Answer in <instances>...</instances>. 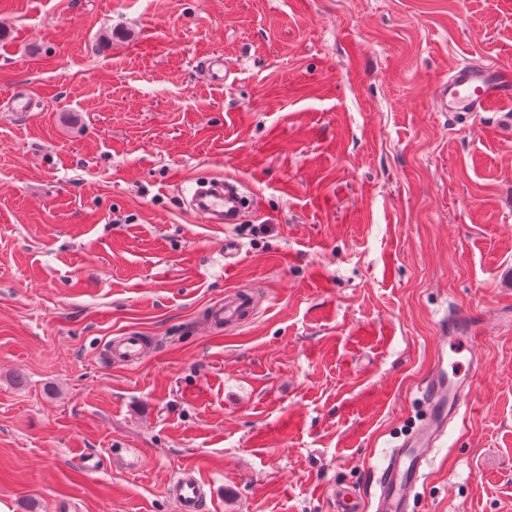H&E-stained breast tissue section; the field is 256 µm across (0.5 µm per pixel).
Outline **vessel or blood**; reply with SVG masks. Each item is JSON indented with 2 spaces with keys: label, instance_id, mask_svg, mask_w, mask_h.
<instances>
[{
  "label": "vessel or blood",
  "instance_id": "vessel-or-blood-1",
  "mask_svg": "<svg viewBox=\"0 0 512 512\" xmlns=\"http://www.w3.org/2000/svg\"><path fill=\"white\" fill-rule=\"evenodd\" d=\"M504 101H512V63L508 61L460 60L436 89V106L441 112H488ZM224 189L223 196L195 200V212L204 222L235 224L240 220L245 208L243 195L232 182L225 183ZM258 305L253 291L235 289L226 293L223 303L214 306L209 316L218 324L241 325L252 318ZM440 328L436 353L420 388L423 415L386 453L376 471V491L370 500H362L352 491H337L336 512H413L412 503L431 455L459 419L473 389L476 360L467 354L473 339L470 319L453 314L442 320ZM144 346V337L133 332L114 342L110 354L134 362L141 359ZM168 494L179 512H202L205 483L196 470L185 469L169 484Z\"/></svg>",
  "mask_w": 512,
  "mask_h": 512
}]
</instances>
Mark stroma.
Returning <instances> with one entry per match:
<instances>
[{"mask_svg":"<svg viewBox=\"0 0 512 512\" xmlns=\"http://www.w3.org/2000/svg\"><path fill=\"white\" fill-rule=\"evenodd\" d=\"M464 57L512 61V0H0V503L178 512L192 465L206 512H335L462 313L414 512H512V105L437 111ZM224 180L249 208L202 222ZM259 305L257 295L250 289L228 291L224 303L214 306L209 313L216 324L225 326L241 325L248 322ZM145 337L137 333H129L114 342L110 349V355L116 359L134 362L143 356ZM206 484L194 469H183L169 484L168 494L180 512H201L206 499Z\"/></svg>","mask_w":512,"mask_h":512,"instance_id":"stroma-1","label":"stroma"}]
</instances>
